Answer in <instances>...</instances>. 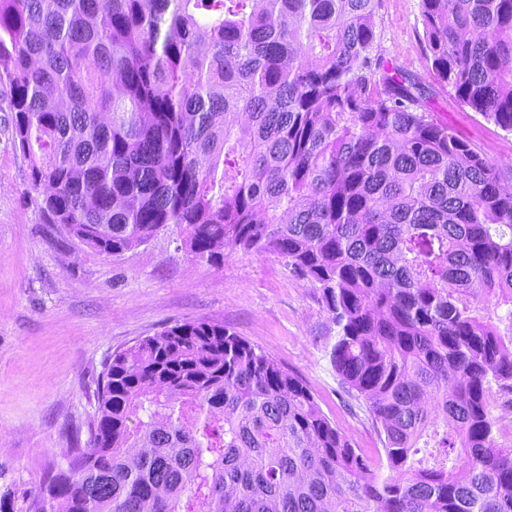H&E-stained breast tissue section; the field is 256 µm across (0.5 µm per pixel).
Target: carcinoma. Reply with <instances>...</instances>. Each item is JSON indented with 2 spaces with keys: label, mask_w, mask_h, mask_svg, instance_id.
Returning a JSON list of instances; mask_svg holds the SVG:
<instances>
[{
  "label": "carcinoma",
  "mask_w": 512,
  "mask_h": 512,
  "mask_svg": "<svg viewBox=\"0 0 512 512\" xmlns=\"http://www.w3.org/2000/svg\"><path fill=\"white\" fill-rule=\"evenodd\" d=\"M379 0H0L44 221L120 255L272 253L315 288L377 472L222 322L112 353L94 412L0 512H512V187L373 56ZM434 81L512 133V0H421Z\"/></svg>",
  "instance_id": "carcinoma-1"
}]
</instances>
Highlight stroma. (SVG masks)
<instances>
[{"instance_id":"1","label":"stroma","mask_w":512,"mask_h":512,"mask_svg":"<svg viewBox=\"0 0 512 512\" xmlns=\"http://www.w3.org/2000/svg\"><path fill=\"white\" fill-rule=\"evenodd\" d=\"M376 34V55L432 86L421 0H379ZM430 107L490 163L512 168V133L438 88ZM40 203L0 94V489L23 492L67 455L108 355L194 320L224 323L298 375L353 447L382 458L371 419L326 357L334 326L315 288L276 255L228 247L214 266L170 231L112 257L45 224Z\"/></svg>"}]
</instances>
